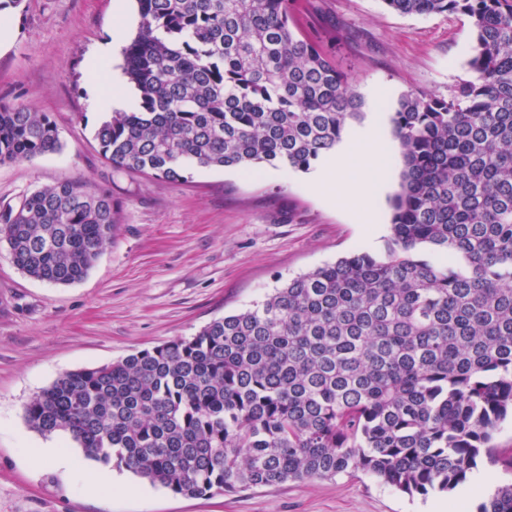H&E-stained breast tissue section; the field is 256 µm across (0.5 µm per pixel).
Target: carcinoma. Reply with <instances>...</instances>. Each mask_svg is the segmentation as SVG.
I'll use <instances>...</instances> for the list:
<instances>
[{
  "label": "carcinoma",
  "instance_id": "cac0c4a2",
  "mask_svg": "<svg viewBox=\"0 0 512 512\" xmlns=\"http://www.w3.org/2000/svg\"><path fill=\"white\" fill-rule=\"evenodd\" d=\"M123 70L140 92L95 132L112 168L177 183L197 168L307 171L363 100L291 0H136ZM399 14L460 13L474 77L446 98L401 97L403 161L385 253L300 274L196 334L71 371L25 421L101 466L200 497L363 473L408 496L448 494L512 414V0H383ZM61 150L49 115L0 105V163ZM88 181L0 208V243L29 277L84 276L120 219ZM442 254L436 263L423 248ZM476 512H512V483Z\"/></svg>",
  "mask_w": 512,
  "mask_h": 512
}]
</instances>
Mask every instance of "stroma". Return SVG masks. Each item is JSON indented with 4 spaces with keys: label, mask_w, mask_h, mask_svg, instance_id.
Segmentation results:
<instances>
[{
    "label": "stroma",
    "mask_w": 512,
    "mask_h": 512,
    "mask_svg": "<svg viewBox=\"0 0 512 512\" xmlns=\"http://www.w3.org/2000/svg\"><path fill=\"white\" fill-rule=\"evenodd\" d=\"M293 18L362 97L353 136L372 124L390 135L402 95L445 98L470 76L474 36L459 14L401 15L383 0H293ZM0 22L12 32L0 50V104L47 113L62 142L58 153L0 164V206L78 179L111 189L121 205L111 243L70 286L30 278L0 244V512H448L449 495L411 497L363 474L191 498L116 469L111 495L98 499L32 463L36 448L76 449L24 417L30 398L61 374L193 335L352 252L383 254L403 162L392 152L390 182L365 221L309 171L196 169L172 183L112 169L94 138L108 115L92 99L88 68L116 23L124 38L135 34V0H21L0 11ZM134 483L140 494L127 495L124 485Z\"/></svg>",
    "instance_id": "1"
}]
</instances>
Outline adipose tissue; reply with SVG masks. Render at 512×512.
<instances>
[{
    "mask_svg": "<svg viewBox=\"0 0 512 512\" xmlns=\"http://www.w3.org/2000/svg\"><path fill=\"white\" fill-rule=\"evenodd\" d=\"M117 42H108L96 57V64L104 65L102 75L91 76L90 82L96 92L99 103L107 110H123L129 105L130 90L125 86L120 73L107 69L106 63L118 51ZM389 141L380 137L376 129H368L356 138L343 141L316 174L315 181L329 191L344 199H359L370 204V185L374 179H388L389 173L382 162L390 150ZM360 171L358 181L350 182L345 178L349 167ZM37 461L45 462L66 473H79L86 492L105 498L112 490V473L109 469L98 468L95 471L80 469L77 458L57 447L38 448L34 451Z\"/></svg>",
    "mask_w": 512,
    "mask_h": 512,
    "instance_id": "1",
    "label": "adipose tissue"
}]
</instances>
